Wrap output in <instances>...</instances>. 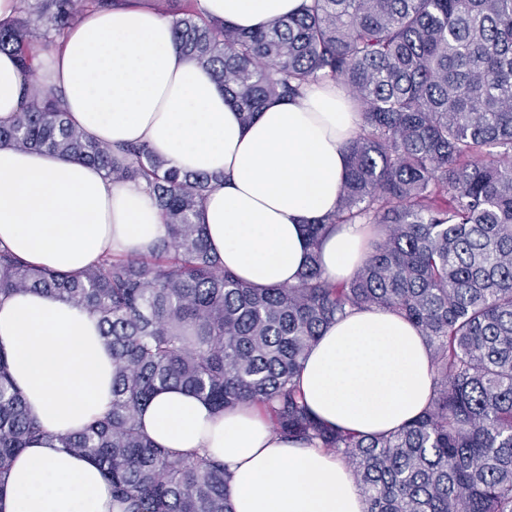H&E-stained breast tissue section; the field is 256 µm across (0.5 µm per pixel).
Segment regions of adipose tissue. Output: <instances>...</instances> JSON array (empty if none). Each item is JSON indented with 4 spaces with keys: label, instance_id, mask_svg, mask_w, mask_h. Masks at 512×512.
Instances as JSON below:
<instances>
[{
    "label": "adipose tissue",
    "instance_id": "ef3b65f1",
    "mask_svg": "<svg viewBox=\"0 0 512 512\" xmlns=\"http://www.w3.org/2000/svg\"><path fill=\"white\" fill-rule=\"evenodd\" d=\"M302 3L195 0V7L251 30ZM34 70L71 124L97 141L114 149L144 143L180 170L219 175L198 216L211 251L255 286L298 284L310 250L305 227L336 211L346 142L363 124L342 85H310L243 123L210 72L175 46L170 18L146 0L84 13ZM27 93L14 56L0 53V124ZM164 234L144 181L115 182L84 162L0 146V245L29 265L75 274L107 254L148 252ZM369 240L363 224L332 229L320 246L330 281L350 277ZM0 348L47 432L11 464L0 512H112V487L96 462L58 441L102 418L112 402V354L95 316L51 295H13L0 301ZM298 381L320 419L366 435L420 415L433 386L422 334L375 308L329 325ZM141 425L172 454L223 462L232 512H364L340 459L281 438L256 407L219 412L166 389L143 407Z\"/></svg>",
    "mask_w": 512,
    "mask_h": 512
}]
</instances>
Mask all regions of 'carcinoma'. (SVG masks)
<instances>
[{"instance_id": "cac0c4a2", "label": "carcinoma", "mask_w": 512, "mask_h": 512, "mask_svg": "<svg viewBox=\"0 0 512 512\" xmlns=\"http://www.w3.org/2000/svg\"><path fill=\"white\" fill-rule=\"evenodd\" d=\"M0 26L21 70L83 13L109 0H22ZM175 45L207 68L245 123L266 103L341 82L362 113L336 213L306 228L298 284L258 288L224 269L198 223L220 177L182 171L143 144L122 155L72 126L32 87L0 144L143 179L166 235L148 254L105 257L76 275L34 268L0 247V296L49 293L87 309L112 352V403L63 448L95 459L120 512H231L224 466L173 457L141 428L154 394L179 387L223 412L257 404L290 442L334 453L365 512H512V0H305L244 31L194 0H162ZM335 224L376 240L345 283L319 245ZM391 310L425 338L433 393L393 433L320 420L296 383L332 322ZM0 348V476L46 435Z\"/></svg>"}]
</instances>
